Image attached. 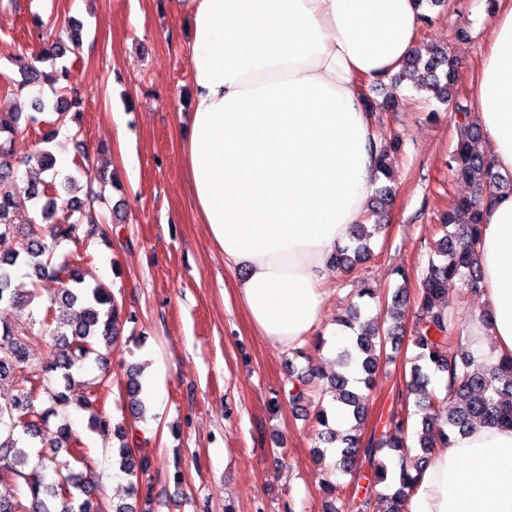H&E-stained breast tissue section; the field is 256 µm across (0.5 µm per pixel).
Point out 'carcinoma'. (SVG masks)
Segmentation results:
<instances>
[{
    "label": "carcinoma",
    "instance_id": "obj_1",
    "mask_svg": "<svg viewBox=\"0 0 512 512\" xmlns=\"http://www.w3.org/2000/svg\"><path fill=\"white\" fill-rule=\"evenodd\" d=\"M69 42L62 40L50 44L42 54L20 61L21 79L15 87L20 94L26 88L43 81L58 86L71 94L54 105L57 119L42 136L45 143L53 141L66 125L71 105L79 104L80 91L74 86L69 67L53 66L45 73L37 64L56 61L70 47L80 45V28L70 27ZM457 63L443 48H431L427 56L421 51L410 57L402 69L391 76L394 87L420 72L416 87L431 93L437 100L454 106L462 119L460 140L448 158V171L453 178L470 183L474 193L465 198H454L446 222L441 225L443 236L437 243L439 260L431 263L419 284V315L412 336L418 353L413 358L410 379L405 382V398L416 397L424 404L422 428L417 445H408V419L390 413L383 425L381 437L370 434L364 438L352 427L342 434L328 427L326 407L315 413L322 426L318 433L321 442L331 445L339 442L334 470L350 476L355 491L349 497L350 512H373L374 502H388L386 512H406L414 477L411 470L423 468L435 450L446 447L451 437L466 432L474 423L483 420L501 422L512 426V357L501 358L485 366L473 358L462 335L463 323L448 315L446 301L448 282L456 279L465 292L481 290V273L477 262V243L481 233V219L485 203L496 197L512 193V183L494 173L485 156L475 147L480 130L469 122V106L453 97ZM21 114L0 113V307L35 304L40 293L35 288L15 285V269L23 265L34 281L56 280L61 288L49 300V305L38 308L39 324L49 334L53 354L45 366L37 370L29 364V346L36 335L26 327L5 323L0 326V481L7 479L27 489V499L0 497V512H101L94 504L99 477L89 464L78 439L69 427H57L53 448H71L73 461H60L57 455L42 456L38 467L28 469L29 451L44 444L43 435L49 428L50 418L58 417L71 403L70 392L76 386L73 371L89 359L101 366L102 375H109V351L117 341L124 323L134 319L125 311L111 292L99 282L90 280V274L78 262L56 266L51 254L62 243L75 245L82 238L99 233L107 237V230L99 226L95 204L106 201L104 189H90L86 198L60 199L57 193V176L44 179L40 174L54 169L55 158L46 150L27 156L21 164L35 170L28 180L25 193L17 189L15 177V138ZM398 139L380 143L376 155L375 180L391 179L392 159ZM394 188L381 183L375 189L374 201L379 214L393 199ZM37 210L32 223H15L16 213L25 203ZM382 229L381 221L367 225L356 224L351 234V244L336 249L332 263L336 268H350L370 253L373 233ZM28 239L26 255L7 247L18 233ZM406 292L394 291L386 314L391 325L384 327L381 320H361V308L355 304L347 318L337 324L356 330L352 347L337 355L339 372L321 373L327 380L325 393L342 404L355 422L364 419L368 396L360 393L358 384L371 387L372 376L381 362L386 343L396 339L395 330L404 319L403 307ZM446 379L444 393L429 389L432 378ZM49 394L51 406L40 408V392ZM140 373L132 369L127 373L126 395L128 407L139 414L142 400ZM288 399L291 402L306 400L305 376L288 378ZM97 394L89 391L77 399L89 411V428L96 432L114 431L125 438L122 426H112L108 416L96 411ZM118 465L128 477V495L134 503H119L112 512H153L151 496L152 462L138 456L129 443L117 448ZM62 469L67 474L54 483L45 482L43 470Z\"/></svg>",
    "mask_w": 512,
    "mask_h": 512
}]
</instances>
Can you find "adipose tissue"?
<instances>
[{"label":"adipose tissue","instance_id":"adipose-tissue-1","mask_svg":"<svg viewBox=\"0 0 512 512\" xmlns=\"http://www.w3.org/2000/svg\"><path fill=\"white\" fill-rule=\"evenodd\" d=\"M190 22L193 93L181 140L198 220L242 270L256 336L290 352L324 327L323 284L373 190L371 114L359 82L386 80L417 47V0H173ZM483 151L512 173V0L473 96ZM481 362L512 356V196L484 212ZM408 512H512V428L454 435L417 475Z\"/></svg>","mask_w":512,"mask_h":512}]
</instances>
